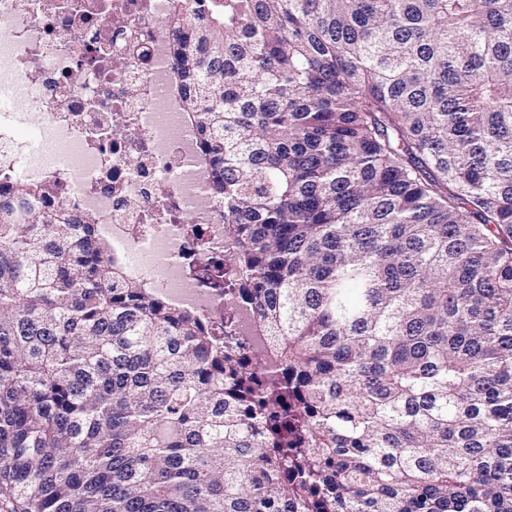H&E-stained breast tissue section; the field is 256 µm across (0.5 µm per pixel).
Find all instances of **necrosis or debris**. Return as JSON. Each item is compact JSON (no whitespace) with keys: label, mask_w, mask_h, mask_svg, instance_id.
I'll use <instances>...</instances> for the list:
<instances>
[{"label":"necrosis or debris","mask_w":512,"mask_h":512,"mask_svg":"<svg viewBox=\"0 0 512 512\" xmlns=\"http://www.w3.org/2000/svg\"><path fill=\"white\" fill-rule=\"evenodd\" d=\"M176 3L0 0V96L33 105L43 138L17 173L26 115L0 113V186L19 174L47 185L44 207L61 198L91 215L129 277L206 317L224 306L201 275L224 256V226L158 24Z\"/></svg>","instance_id":"1"}]
</instances>
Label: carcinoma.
<instances>
[{
    "instance_id": "1",
    "label": "carcinoma",
    "mask_w": 512,
    "mask_h": 512,
    "mask_svg": "<svg viewBox=\"0 0 512 512\" xmlns=\"http://www.w3.org/2000/svg\"><path fill=\"white\" fill-rule=\"evenodd\" d=\"M161 25L224 205V312L128 277L46 187L0 191L10 512H512V0Z\"/></svg>"
}]
</instances>
